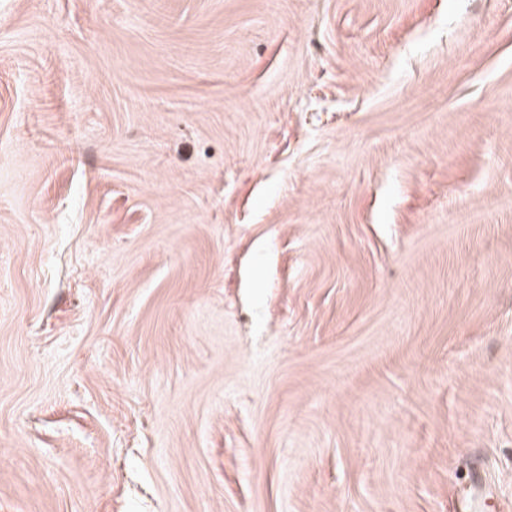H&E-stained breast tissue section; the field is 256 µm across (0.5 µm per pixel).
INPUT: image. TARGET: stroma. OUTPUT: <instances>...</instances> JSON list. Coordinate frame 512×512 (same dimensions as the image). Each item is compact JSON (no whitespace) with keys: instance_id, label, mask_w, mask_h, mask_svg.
<instances>
[{"instance_id":"stroma-1","label":"stroma","mask_w":512,"mask_h":512,"mask_svg":"<svg viewBox=\"0 0 512 512\" xmlns=\"http://www.w3.org/2000/svg\"><path fill=\"white\" fill-rule=\"evenodd\" d=\"M512 512V0H0V512Z\"/></svg>"}]
</instances>
